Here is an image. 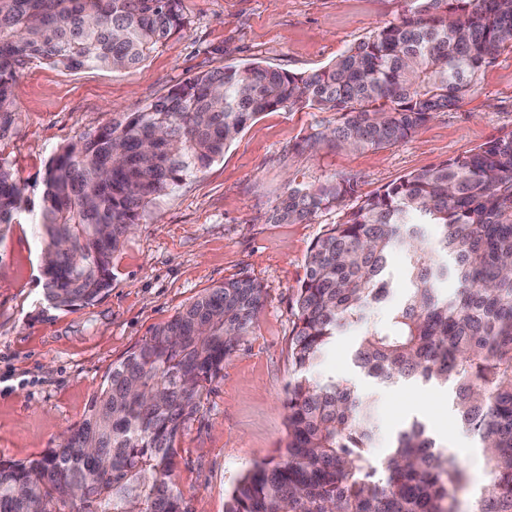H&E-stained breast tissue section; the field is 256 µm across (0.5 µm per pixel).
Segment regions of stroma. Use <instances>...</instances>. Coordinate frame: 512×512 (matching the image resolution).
<instances>
[{"label": "stroma", "mask_w": 512, "mask_h": 512, "mask_svg": "<svg viewBox=\"0 0 512 512\" xmlns=\"http://www.w3.org/2000/svg\"><path fill=\"white\" fill-rule=\"evenodd\" d=\"M183 7L187 29L138 68L70 71L36 59L21 67L12 88L16 122L0 135V158L33 206L41 201L50 157L107 125L113 113L138 111L172 86L228 64L315 71L398 19L404 0H183ZM335 123V113L317 109L259 115L223 158L147 208L112 257L111 288L85 307L63 311L46 301L35 213L11 225L0 238V457L24 461L58 447L83 420L113 362L205 289L248 277L265 292L253 331L225 360L223 378L175 443L174 481L190 512H225L239 476L277 458L287 442L296 290L313 241L342 217L333 209L304 223H269L288 181L351 177L352 206L409 172L512 130V52L483 68L478 93L400 144L302 150L304 137ZM360 333L352 326L337 336L314 377L372 396L376 457L384 458L396 432L418 416L471 481L482 484L481 456L451 408L449 387L374 383L353 361Z\"/></svg>", "instance_id": "stroma-1"}]
</instances>
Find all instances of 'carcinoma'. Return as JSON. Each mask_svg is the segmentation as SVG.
<instances>
[{
    "mask_svg": "<svg viewBox=\"0 0 512 512\" xmlns=\"http://www.w3.org/2000/svg\"><path fill=\"white\" fill-rule=\"evenodd\" d=\"M183 0H0V127L14 122L11 88L32 58L68 70L136 67L185 29ZM328 65L288 73L259 63L196 74L137 112L56 152L38 219L44 296L55 309L98 301L112 254L159 196L224 155L264 112L336 113L302 148L397 145L479 90L481 70L512 52V0H406ZM349 178L288 184L273 224L343 211L310 247L295 295L286 386L287 443L257 463L225 512H458L462 467L415 419L373 458L375 405L311 373L345 328L363 324L354 362L382 382L453 383L459 422L481 448L488 482L472 512H512V131L410 172L351 208ZM29 210L0 161V225ZM435 228L434 237L424 226ZM390 320L365 311L396 284ZM455 293L442 291L448 279ZM264 300L241 278L211 288L112 363L84 419L62 444L27 461L0 459V512H190L173 483L175 442L224 360L250 334ZM391 268L393 271L394 280L398 282L399 288H395L390 293L387 301L382 304L375 305L369 312L370 321H384L389 314L390 306L397 304L405 293V283L402 279L403 258L399 254H395L391 260Z\"/></svg>",
    "mask_w": 512,
    "mask_h": 512,
    "instance_id": "carcinoma-1",
    "label": "carcinoma"
}]
</instances>
